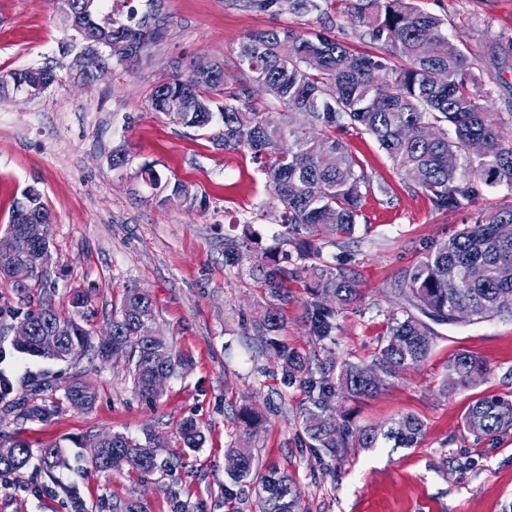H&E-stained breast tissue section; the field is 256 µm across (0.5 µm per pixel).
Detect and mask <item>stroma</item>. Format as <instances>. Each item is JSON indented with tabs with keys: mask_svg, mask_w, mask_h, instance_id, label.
Returning a JSON list of instances; mask_svg holds the SVG:
<instances>
[{
	"mask_svg": "<svg viewBox=\"0 0 512 512\" xmlns=\"http://www.w3.org/2000/svg\"><path fill=\"white\" fill-rule=\"evenodd\" d=\"M445 22L449 38L476 50L474 72L491 89L504 129L512 128V65L489 66L483 46L512 38V0H417ZM164 37L146 50L134 71L115 69L106 80L86 83L70 72V42L52 0H0V73L56 66L60 79L35 98L0 102V239L9 235L11 205L34 185L52 213L47 285L21 293L0 278V375L13 385L0 402V445L27 443L28 467L0 478V512H68L65 489L77 484L87 512L100 501H133L144 512H255L249 493L224 497L228 450L242 407L264 422L250 439L263 465L288 472L301 491L303 512H504L512 504V430L476 438L462 418L476 400L512 399V320L438 325L428 358L389 379L375 396L342 398L337 420L355 426L388 427L403 414L425 424L415 448H353L340 457L310 447L299 416L310 404L306 385L284 386L273 352L261 351L255 321L268 301L248 269L265 252L291 254L296 278L281 305L279 339L306 355L312 366L348 359L370 362L387 334L401 299L389 283L470 223L478 211L507 200L501 187L481 186L472 208L435 211L379 147L358 130L344 135L370 181L364 202L368 230L324 245L326 262L347 261L357 274L359 297L339 312L332 336L310 332L307 307L313 296L296 248L267 216L272 192L249 153H226L212 142L213 129L176 125L152 112L149 98L175 60L196 57L223 63L230 87L243 75L236 51L249 33L270 28L319 29L318 12H262L241 0H162ZM131 156L116 170L110 156ZM146 162L206 195L207 209L159 204L135 176ZM251 234L253 243L236 266L224 262V242ZM150 294L156 328L166 343L187 357L165 381L159 399L147 402L132 387L125 356L100 361L86 353L68 362L22 353L14 326L31 310L52 303L68 311L73 289L87 291L84 319L93 335L109 328L124 288ZM470 352L487 374L467 388L448 390V361ZM76 379L91 384L97 399L89 409L65 397ZM47 408L42 418L25 406ZM197 422L204 444L181 450L177 426ZM166 442L160 458H178L167 471H99L92 442L113 433L140 439L146 432ZM57 446L53 471L38 453Z\"/></svg>",
	"mask_w": 512,
	"mask_h": 512,
	"instance_id": "35a3bbf8",
	"label": "stroma"
}]
</instances>
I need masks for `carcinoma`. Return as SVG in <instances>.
<instances>
[{
    "label": "carcinoma",
    "instance_id": "cac0c4a2",
    "mask_svg": "<svg viewBox=\"0 0 512 512\" xmlns=\"http://www.w3.org/2000/svg\"><path fill=\"white\" fill-rule=\"evenodd\" d=\"M340 2L341 13L362 29L373 44L371 52H355L324 27L311 34L290 28H271L248 34L239 44L237 64L247 82L237 89L225 81L224 64L215 63L210 77L191 75L189 66L177 64L166 82L156 86L149 103L153 112L181 97L193 105L167 118L178 125L206 129L219 122L222 129L213 136L215 144L229 152L248 151L272 190L270 208L284 228L283 236L319 253L317 242L326 237L351 238L359 227L369 181L361 163L348 149L340 134L358 129L370 134L396 169L409 173L415 187L422 190L432 208L454 212L471 204L478 182L502 187L512 195V139L504 137L501 119L488 101L484 89L471 70V51L448 39L443 21L416 6V0H324ZM81 13L79 25L95 37L108 41L106 60L114 67L129 69L144 51L163 34L165 20L155 10L138 15L131 0H117L110 13H103L105 0H74ZM249 9L321 10L318 0H243ZM489 64L512 60V38L496 39L486 47ZM52 68H23L0 75V88L45 86ZM274 100L282 109L281 120L263 112L256 92ZM455 138H448L446 127ZM480 140L484 152L472 156L467 145ZM136 178L153 190H167L162 202L171 201L190 208L206 207V196L179 180L165 178L155 165L145 163ZM51 218L42 193L34 186L14 199L10 234L27 228L26 212ZM503 224L512 225V202L488 213L481 212L448 240L431 246L424 257L394 280L392 293L404 304L391 315L388 334L371 363L342 361L321 367L319 381L307 358L288 350L273 336L281 327L278 303L288 299V279L294 272L274 254L261 258L253 267L255 279L272 299L258 317L255 329L259 342L281 361L283 379L298 381L318 390L301 419L309 437L320 448L338 456L347 448H375L379 440L396 448L416 447L424 433V423L404 414L381 432L374 427H353L339 423L330 414L333 400L343 396L369 397L378 393L387 380L425 361L431 351L433 331L426 323L445 324L458 309L470 311L477 322L490 317L512 318V279L499 277L503 265L512 266V236L500 233ZM10 239L0 240V275L22 292L43 286L38 272L23 281L14 279L17 260L9 251ZM480 266L485 276L470 280L466 270ZM460 276L448 282V269ZM309 274L315 300L307 307L312 335L323 339L338 329L336 316L358 297L355 272L343 262L314 263L304 267ZM329 299L332 305L324 303ZM87 297L73 294V312L65 315L51 305H42L26 315L32 335L19 344L24 353L53 360L41 346L40 336L62 332L63 351L75 356L91 351L103 360L104 348L92 342L89 330L80 323ZM155 315L153 300L140 288H127L112 314L113 355L129 354L132 383L137 396L153 401L159 397L152 386L159 371L169 373L184 360L164 344L151 338ZM485 363L469 352L457 353L448 363V385L468 387L486 374ZM68 402L87 409L94 404V389L81 380L65 389ZM241 434L229 455L237 467L228 471L230 485L224 496L236 497L234 488L252 485L256 489L258 512H301V493L285 473L276 468L260 471L250 449V431L259 416L244 412ZM464 429L477 438L494 437L512 429V400L484 397L464 415ZM183 446L192 450L204 436L191 419L178 427ZM160 437L146 433L136 440L122 433L110 441L92 460L99 471L125 468L153 473L167 467L158 461L155 449ZM32 458L29 445L15 442L0 445V477L25 468Z\"/></svg>",
    "mask_w": 512,
    "mask_h": 512
}]
</instances>
